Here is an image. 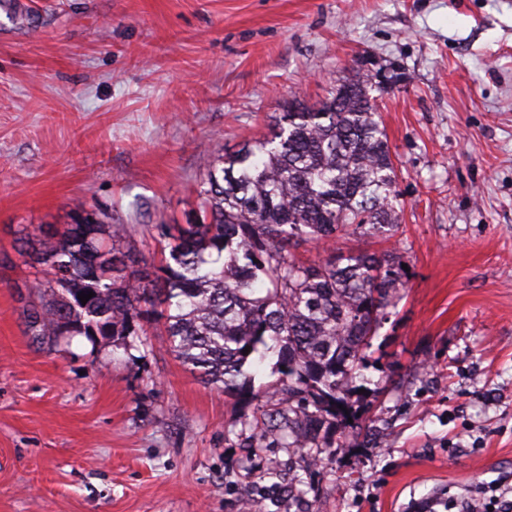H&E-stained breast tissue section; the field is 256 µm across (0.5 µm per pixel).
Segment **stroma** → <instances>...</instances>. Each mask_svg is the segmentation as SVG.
Here are the masks:
<instances>
[{
	"mask_svg": "<svg viewBox=\"0 0 512 512\" xmlns=\"http://www.w3.org/2000/svg\"><path fill=\"white\" fill-rule=\"evenodd\" d=\"M378 86L400 299L361 369L359 428L317 464L225 434L254 403L150 345L27 328L26 234L75 202L183 224L207 156L353 68ZM300 470L303 496L269 478ZM512 480V0H0V512H408Z\"/></svg>",
	"mask_w": 512,
	"mask_h": 512,
	"instance_id": "obj_1",
	"label": "stroma"
}]
</instances>
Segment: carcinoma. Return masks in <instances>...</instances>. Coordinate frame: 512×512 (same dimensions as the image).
I'll list each match as a JSON object with an SVG mask.
<instances>
[{"instance_id": "obj_1", "label": "carcinoma", "mask_w": 512, "mask_h": 512, "mask_svg": "<svg viewBox=\"0 0 512 512\" xmlns=\"http://www.w3.org/2000/svg\"><path fill=\"white\" fill-rule=\"evenodd\" d=\"M372 87L357 71L321 105L272 117V136L207 159L196 221L140 228L168 238L157 266L115 248L137 225L75 204L62 233L20 250L43 272L31 285L41 302L31 304L30 335L124 342L146 335L140 321L161 322L202 383L256 402L257 415L238 421L244 447L305 448L313 463L336 454L333 437L361 389L356 371L395 306L399 267L389 253L305 264L291 249L396 224L395 165ZM83 292L94 293L84 304ZM271 353L280 385L261 392L251 368Z\"/></svg>"}]
</instances>
